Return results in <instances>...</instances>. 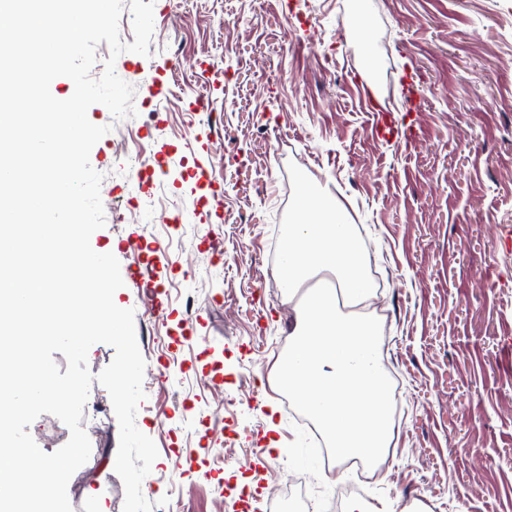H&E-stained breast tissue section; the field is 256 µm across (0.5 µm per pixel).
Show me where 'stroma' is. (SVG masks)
Returning a JSON list of instances; mask_svg holds the SVG:
<instances>
[{
	"instance_id": "obj_1",
	"label": "stroma",
	"mask_w": 512,
	"mask_h": 512,
	"mask_svg": "<svg viewBox=\"0 0 512 512\" xmlns=\"http://www.w3.org/2000/svg\"><path fill=\"white\" fill-rule=\"evenodd\" d=\"M169 0L155 8L148 56L123 53L173 96L136 87L128 148L115 147L110 111L90 163L103 176L104 227L125 280L114 301L135 312L145 359L135 423L158 449L141 492L152 512H219L257 455L265 496L252 512H329L334 488L310 436L284 413L273 367L288 350L295 304L279 286L274 246L299 183L348 209L385 286L380 355L407 394L370 492L377 512H512V0ZM377 63L369 70L363 45ZM367 87L410 139L383 140L359 92ZM165 151L148 223L129 203L133 156ZM223 187L222 222L200 214L188 166ZM186 215L170 224L172 207ZM145 248L128 250L130 234ZM153 283L151 310L131 272ZM194 298L186 312V298ZM195 326L201 345L179 342ZM89 460L72 476L74 512H124L112 466L119 424L108 391L92 384ZM277 426L260 450L251 434ZM315 479L308 499L292 472Z\"/></svg>"
}]
</instances>
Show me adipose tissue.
Masks as SVG:
<instances>
[{
	"instance_id": "adipose-tissue-1",
	"label": "adipose tissue",
	"mask_w": 512,
	"mask_h": 512,
	"mask_svg": "<svg viewBox=\"0 0 512 512\" xmlns=\"http://www.w3.org/2000/svg\"><path fill=\"white\" fill-rule=\"evenodd\" d=\"M287 297L305 291L274 366L288 392L330 441L337 462L361 458L379 467L395 437L390 380L378 347L379 323L360 304L375 294L364 247L347 208L307 189L296 200L278 255Z\"/></svg>"
}]
</instances>
